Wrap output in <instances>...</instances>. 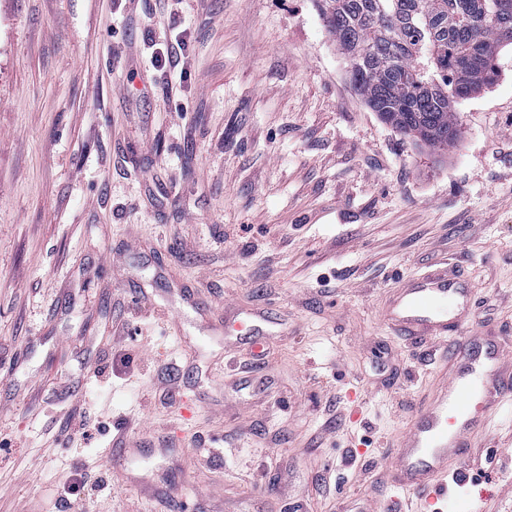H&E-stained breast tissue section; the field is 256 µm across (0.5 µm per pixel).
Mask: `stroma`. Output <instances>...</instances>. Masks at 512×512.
<instances>
[{
	"instance_id": "obj_1",
	"label": "stroma",
	"mask_w": 512,
	"mask_h": 512,
	"mask_svg": "<svg viewBox=\"0 0 512 512\" xmlns=\"http://www.w3.org/2000/svg\"><path fill=\"white\" fill-rule=\"evenodd\" d=\"M495 67L438 150L355 93L315 0H0V512L75 477L88 512H399L444 344L386 300L444 259L512 340ZM471 443L446 512H512V410Z\"/></svg>"
}]
</instances>
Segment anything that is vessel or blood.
Masks as SVG:
<instances>
[{
  "label": "vessel or blood",
  "instance_id": "obj_1",
  "mask_svg": "<svg viewBox=\"0 0 512 512\" xmlns=\"http://www.w3.org/2000/svg\"><path fill=\"white\" fill-rule=\"evenodd\" d=\"M474 293L447 273L420 274L383 312L388 325L411 336L457 335L439 369L440 386L400 439L390 466L393 487L414 494L423 510L470 492V436L512 395V357L501 342H481L467 332Z\"/></svg>",
  "mask_w": 512,
  "mask_h": 512
}]
</instances>
